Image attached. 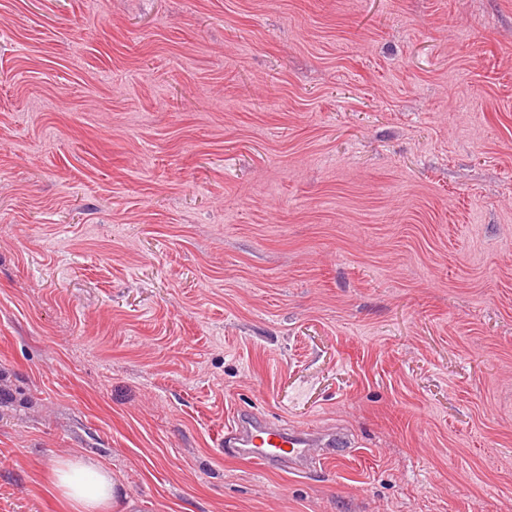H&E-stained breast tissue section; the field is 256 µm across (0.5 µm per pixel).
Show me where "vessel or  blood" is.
<instances>
[{
    "mask_svg": "<svg viewBox=\"0 0 512 512\" xmlns=\"http://www.w3.org/2000/svg\"><path fill=\"white\" fill-rule=\"evenodd\" d=\"M332 435L318 430L291 432L251 414H236L224 432V446L268 469L306 471L334 457Z\"/></svg>",
    "mask_w": 512,
    "mask_h": 512,
    "instance_id": "vessel-or-blood-1",
    "label": "vessel or blood"
}]
</instances>
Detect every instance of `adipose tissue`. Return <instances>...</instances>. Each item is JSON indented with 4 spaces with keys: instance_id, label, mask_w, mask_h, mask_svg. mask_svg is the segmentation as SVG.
<instances>
[{
    "instance_id": "ef3b65f1",
    "label": "adipose tissue",
    "mask_w": 512,
    "mask_h": 512,
    "mask_svg": "<svg viewBox=\"0 0 512 512\" xmlns=\"http://www.w3.org/2000/svg\"><path fill=\"white\" fill-rule=\"evenodd\" d=\"M53 482L74 512H110L112 508L115 484L103 467L78 458L65 459L54 469Z\"/></svg>"
}]
</instances>
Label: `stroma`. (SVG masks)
<instances>
[{
    "mask_svg": "<svg viewBox=\"0 0 512 512\" xmlns=\"http://www.w3.org/2000/svg\"><path fill=\"white\" fill-rule=\"evenodd\" d=\"M72 456L117 512H512V0H0V512ZM332 443L333 435L318 430L288 432L251 414L237 413L224 431V448L247 455L267 469L288 467L305 472L317 462L336 456L334 448L319 454L315 450Z\"/></svg>",
    "mask_w": 512,
    "mask_h": 512,
    "instance_id": "1",
    "label": "stroma"
}]
</instances>
